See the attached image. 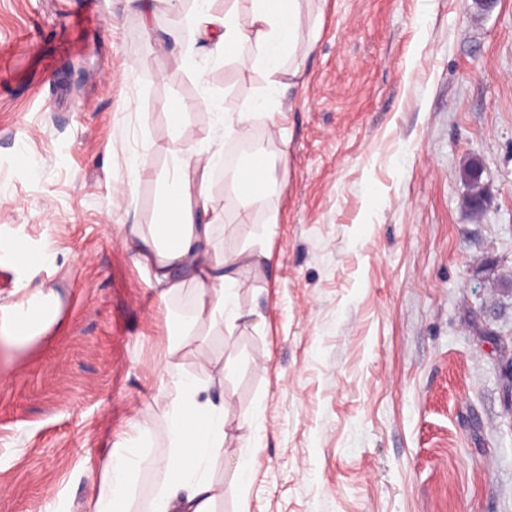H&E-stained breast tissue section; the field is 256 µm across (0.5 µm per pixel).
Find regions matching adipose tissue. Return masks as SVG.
Returning <instances> with one entry per match:
<instances>
[{
    "label": "adipose tissue",
    "mask_w": 512,
    "mask_h": 512,
    "mask_svg": "<svg viewBox=\"0 0 512 512\" xmlns=\"http://www.w3.org/2000/svg\"><path fill=\"white\" fill-rule=\"evenodd\" d=\"M251 24L256 32L255 68L263 71L270 92L247 101L239 110L224 108L222 102L202 94L199 105L212 111L213 125L193 145H179L173 152L174 172L157 201L153 224H126L123 241L136 265L148 274L147 284L161 306L182 293L191 296L192 314L179 319L167 316L169 354L191 345L203 351V328L235 326L246 317L237 302L238 275L242 268L270 259L269 250L243 248L226 253L217 242L215 230L222 225L223 210L211 191V175L223 161V142L249 135L257 114H265L274 136H284L283 112L273 92L284 68L300 74L296 60L298 43L315 48L321 25L303 26L301 0H251ZM210 0L200 6L190 25L211 46L216 57L230 54L244 38L234 11L217 14ZM249 177L234 174L237 191L245 206L261 204L274 184V163L264 149L251 156ZM60 314V299L54 288L38 285L25 303H0V332L22 341L39 337L53 326ZM156 372L161 387L171 399L166 412V454L147 452L151 412L143 410L128 424L124 444L110 451L101 470V489L87 512H130L136 479L141 471L154 469L164 475L150 499L147 512H214L217 495L211 469L224 452V394L205 370L175 372L169 363Z\"/></svg>",
    "instance_id": "obj_1"
}]
</instances>
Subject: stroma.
<instances>
[{
	"label": "stroma",
	"instance_id": "stroma-1",
	"mask_svg": "<svg viewBox=\"0 0 512 512\" xmlns=\"http://www.w3.org/2000/svg\"><path fill=\"white\" fill-rule=\"evenodd\" d=\"M0 0V241L53 260L0 267L63 295L61 327L0 342V512H86L99 468L151 408L163 312L120 227L150 224L181 141L208 133L202 92L236 109L265 93L254 41L229 57L193 40L196 0ZM321 20L302 77L279 75L286 138L257 118L278 187L244 207L213 184L226 252L264 240L239 275L247 311L207 338L224 387V446L244 416L261 437L255 478L220 457L216 512H512V0H302ZM148 156L155 174L131 183ZM479 161L489 201L465 205ZM276 225H268L270 213Z\"/></svg>",
	"mask_w": 512,
	"mask_h": 512
}]
</instances>
